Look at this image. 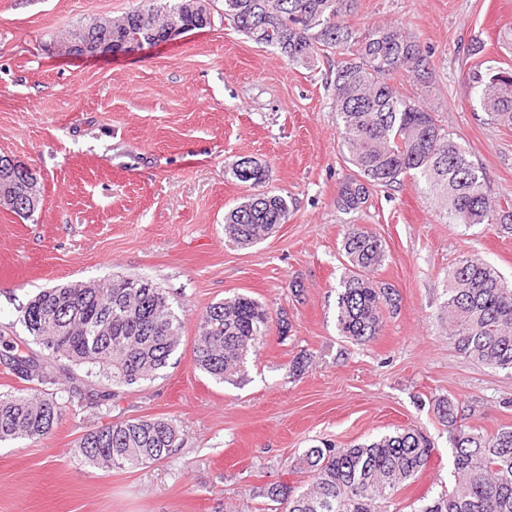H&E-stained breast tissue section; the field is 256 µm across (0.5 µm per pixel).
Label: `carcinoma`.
Here are the masks:
<instances>
[{"mask_svg":"<svg viewBox=\"0 0 512 512\" xmlns=\"http://www.w3.org/2000/svg\"><path fill=\"white\" fill-rule=\"evenodd\" d=\"M355 0H224V18L257 44L273 47L288 61L306 65L318 55L343 51L334 76L336 125L341 147L356 174L341 184L337 206L357 212L372 187L392 188L409 175L438 205L448 224H495L512 233V206L492 201L485 176L469 152L444 127L436 112L405 95L398 75L429 74L428 56L420 42L391 26L358 34L346 18ZM212 18L211 0L198 13L185 0L127 13L105 27L78 25L70 32L79 42H122L159 36L168 21L189 30ZM481 43L467 48L476 60L469 87L482 109L495 121L512 126V81L498 73H481ZM231 176L253 190L224 217V232L240 245L264 239L288 220L287 200L266 189L268 166L255 160L252 174ZM20 199L11 212L31 216L28 185L11 176ZM342 251L348 268L340 281L337 328L342 336L364 344L383 327L382 311L397 307V291L369 273L386 260V244L374 232L351 228ZM448 339L471 361L512 370V285L490 263L467 257L448 271L443 303ZM20 321L33 343L47 351L35 357L8 345L9 365L20 366L23 379L47 384L56 362L88 367L116 388L154 379L168 366L180 343L182 320L170 296L144 276L116 277L100 284L46 288L23 307ZM273 326L270 312L255 299L237 294L209 307L194 347L197 367L218 381L240 372L249 351ZM68 411L67 400L33 390L0 395V442L38 440L47 436ZM437 417L455 427L458 408L451 398L438 399ZM453 485L436 498H423L413 512H512V426L487 437L470 429L453 434ZM180 446L175 423L163 417L133 418L85 433L78 448L85 462L100 471L132 469L169 457ZM432 453L417 429H398L349 448L323 442L297 461L309 483L294 493L284 483H271L266 498L271 512H388L404 483L416 478Z\"/></svg>","mask_w":512,"mask_h":512,"instance_id":"1","label":"carcinoma"}]
</instances>
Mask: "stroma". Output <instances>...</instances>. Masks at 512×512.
Returning <instances> with one entry per match:
<instances>
[{
  "mask_svg": "<svg viewBox=\"0 0 512 512\" xmlns=\"http://www.w3.org/2000/svg\"><path fill=\"white\" fill-rule=\"evenodd\" d=\"M160 0H0V154L37 171L42 203L22 218L0 207V344L26 340L21 310L40 289L145 276L183 317L181 341L152 381L99 406L102 377L58 362L47 389L69 399L45 438L0 443V512H266L268 484L301 488L294 465L319 440L347 447L399 428L433 444L427 468L390 512L447 490L453 445L433 404L452 398L460 424L492 436L512 426V371L456 352L441 316L448 271L475 257L512 284V233L446 224L412 178L373 190L361 211L338 208L353 173L336 128L330 74L338 57L289 63L224 19L174 43L102 57L60 55L56 35L116 19ZM358 31L391 24L420 40L432 76L402 77L485 174L494 199L512 201V126L492 123L467 85V49L488 68H512L498 35L512 0H355ZM265 161L268 187L289 216L249 246L224 234V215L249 189L225 172L240 157ZM353 224L386 245L373 274L396 288L374 341L337 330L341 243ZM242 293L288 320L224 383L196 368L206 310ZM300 371H292L297 358ZM166 417L180 446L161 461L102 472L76 451L101 425Z\"/></svg>",
  "mask_w": 512,
  "mask_h": 512,
  "instance_id": "obj_1",
  "label": "stroma"
}]
</instances>
